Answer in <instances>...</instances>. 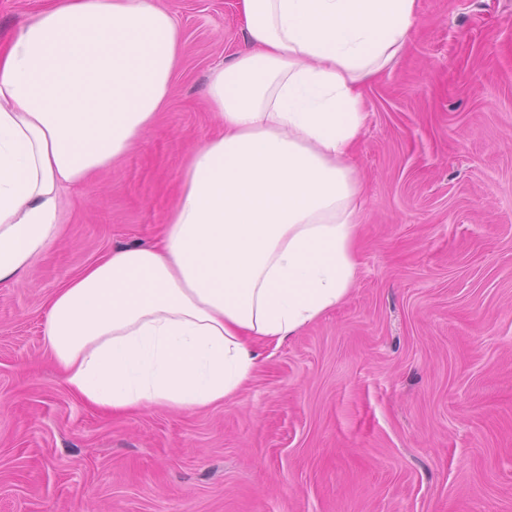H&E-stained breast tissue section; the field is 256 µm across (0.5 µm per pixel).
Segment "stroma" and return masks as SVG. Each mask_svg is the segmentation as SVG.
<instances>
[{"label": "stroma", "mask_w": 512, "mask_h": 512, "mask_svg": "<svg viewBox=\"0 0 512 512\" xmlns=\"http://www.w3.org/2000/svg\"><path fill=\"white\" fill-rule=\"evenodd\" d=\"M157 2L184 40L167 105L0 286V512H512V0H420L365 88L357 284L240 396L112 417L69 391L51 295L153 243L215 130L208 74L249 46L237 0Z\"/></svg>", "instance_id": "stroma-1"}]
</instances>
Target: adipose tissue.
<instances>
[{"mask_svg":"<svg viewBox=\"0 0 512 512\" xmlns=\"http://www.w3.org/2000/svg\"><path fill=\"white\" fill-rule=\"evenodd\" d=\"M251 47L206 85L215 133L157 241L112 249L52 295L44 345L103 413L236 397L261 358L357 283L364 89L406 49L419 0H238ZM183 48L155 0H48L0 45V284L58 237L64 185L127 154Z\"/></svg>","mask_w":512,"mask_h":512,"instance_id":"adipose-tissue-1","label":"adipose tissue"}]
</instances>
